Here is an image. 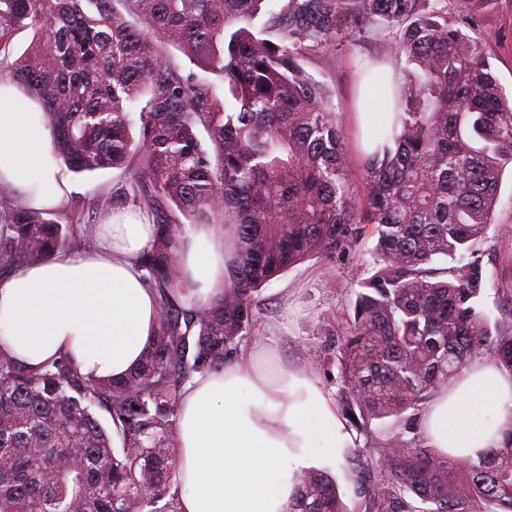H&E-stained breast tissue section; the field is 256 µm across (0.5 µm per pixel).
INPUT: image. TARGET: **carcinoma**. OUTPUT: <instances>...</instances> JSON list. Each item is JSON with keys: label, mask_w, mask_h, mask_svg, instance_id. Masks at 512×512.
Instances as JSON below:
<instances>
[{"label": "carcinoma", "mask_w": 512, "mask_h": 512, "mask_svg": "<svg viewBox=\"0 0 512 512\" xmlns=\"http://www.w3.org/2000/svg\"><path fill=\"white\" fill-rule=\"evenodd\" d=\"M114 2L0 0V78L40 102L71 171L122 170L120 191L94 193L89 208L152 215L141 267L158 292L157 331L119 379L91 381L67 356L30 370L0 350V512H179L184 384L224 368L252 335L266 283L348 257L369 236L371 274L319 357L338 368L342 415L370 436L349 449L364 512H512L511 436L451 475L404 439L416 418L371 431L421 411L477 358L512 372V292L500 316L484 310L481 253L512 168V101L462 31L492 0H458L455 21L431 0H283L263 21L270 0ZM26 29L33 40L10 64ZM378 38L404 66L379 144L362 153V202L342 121L304 64ZM169 46L213 78L185 71ZM187 224H222L234 245L224 295L193 308L177 292ZM73 242L91 243L73 210L49 218L0 192V274ZM440 258L453 265L433 266ZM289 512L348 509L330 472L311 469Z\"/></svg>", "instance_id": "cac0c4a2"}]
</instances>
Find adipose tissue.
<instances>
[{"mask_svg": "<svg viewBox=\"0 0 512 512\" xmlns=\"http://www.w3.org/2000/svg\"><path fill=\"white\" fill-rule=\"evenodd\" d=\"M39 105L0 82V188L32 207L61 210L71 174L57 160ZM94 245L60 251L0 277V350L29 368L60 354L93 380L142 363L158 322V295L141 253L154 226L147 212L107 215ZM233 246L218 224L189 227L179 252L189 307L219 299ZM276 339L243 345L223 370L184 387L174 453L185 491L180 512H288L300 476L340 460L355 434L307 364L269 371ZM423 443L444 458L478 459L512 435V374L472 363L421 415Z\"/></svg>", "mask_w": 512, "mask_h": 512, "instance_id": "ef3b65f1", "label": "adipose tissue"}]
</instances>
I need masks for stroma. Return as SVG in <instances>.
Returning <instances> with one entry per match:
<instances>
[{"instance_id": "35a3bbf8", "label": "stroma", "mask_w": 512, "mask_h": 512, "mask_svg": "<svg viewBox=\"0 0 512 512\" xmlns=\"http://www.w3.org/2000/svg\"><path fill=\"white\" fill-rule=\"evenodd\" d=\"M466 32L485 42L492 72L506 94L511 95L512 0H492L491 5L479 11ZM384 53L383 43L375 41L345 48L333 56H316L306 63L312 77L330 91L351 145L365 140L370 131L358 112L360 91L372 84L371 78L362 77V68L371 56ZM121 176L116 169L72 174L68 198L80 203L94 192L113 191ZM372 246V241L363 242L353 258L342 264L330 265L319 259L306 261L262 288V311L256 329L261 332L270 327L278 336L276 365H296L305 361V348L328 344V327L342 323L352 289L370 274ZM483 262L489 273L486 307L492 312L500 302L505 284L512 283V236L489 232L483 246Z\"/></svg>"}]
</instances>
